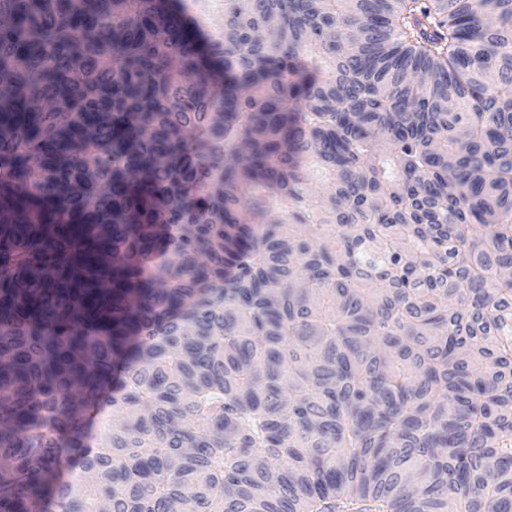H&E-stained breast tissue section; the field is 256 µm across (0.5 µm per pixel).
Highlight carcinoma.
<instances>
[{
    "mask_svg": "<svg viewBox=\"0 0 512 512\" xmlns=\"http://www.w3.org/2000/svg\"><path fill=\"white\" fill-rule=\"evenodd\" d=\"M0 71V512H512V0H0ZM189 14L204 23L206 33H215L222 21V11L218 0H187Z\"/></svg>",
    "mask_w": 512,
    "mask_h": 512,
    "instance_id": "carcinoma-1",
    "label": "carcinoma"
}]
</instances>
